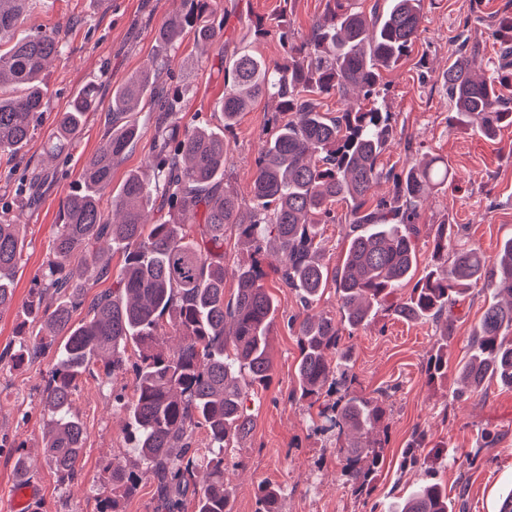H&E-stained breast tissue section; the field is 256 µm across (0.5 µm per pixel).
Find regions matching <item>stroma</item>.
Returning a JSON list of instances; mask_svg holds the SVG:
<instances>
[{"mask_svg":"<svg viewBox=\"0 0 512 512\" xmlns=\"http://www.w3.org/2000/svg\"><path fill=\"white\" fill-rule=\"evenodd\" d=\"M325 7L326 0H217L214 19L224 27L222 47L202 55L192 38H184L161 75L167 86L184 91L186 122L222 128L224 117L217 105L224 94L225 64L245 49L269 62L281 60L289 43L306 37ZM172 8L173 0H31L26 12L25 32L59 30L67 50L44 74L43 113L23 155L0 158V207L25 231L14 303L0 313V441L5 444L0 450V512H8L17 487L9 449L14 442L25 445L28 479L42 492L40 512H98L100 497L112 493L111 483L101 476L102 460L117 457L129 470H142L127 447L123 416L112 408L113 392L130 385L131 377L87 376L73 397L88 434L84 459L74 481L58 485L45 459L48 415L40 403L55 357L48 353L17 360L5 352L38 330L25 315V303L49 257L60 205L81 188L84 164L105 138L113 87L151 62L156 48L150 30ZM258 16L267 18L269 27L256 41L249 23ZM511 20L512 0H426L418 39L401 64L383 75V96L396 127L382 155L384 165H400L409 157H439L450 172L449 186L422 202L418 268L431 262L430 225H462L461 241L490 257L512 236V125L488 139L451 122L441 83L464 38L479 45L486 75L499 72L501 63L511 64L512 40L499 31L500 24ZM86 85L98 92L97 111L88 114L78 146L47 161L56 113ZM275 114L274 102L259 99L241 113L227 136L224 181L247 207L252 204L255 161L273 131ZM139 120L140 137L113 168V185L139 170L151 153L152 121L144 112ZM346 212V204L336 205L335 222L320 227L323 261L331 269L341 265L348 246ZM277 266L274 257L265 258L266 285L276 304L272 383L247 403L253 423L249 437L226 451L224 482L233 492L232 512H255L254 491L261 483L283 488V512H369L374 505L386 512L428 478L449 496L464 494L466 512H499L503 496L512 490V389L493 383L481 393H465L458 379L459 364L491 294L476 285L462 295L445 339L436 323L405 321L382 310L368 325L344 336L356 377L353 393L384 398L389 414L382 469L371 495L361 498L338 478L339 453L333 441L311 435L316 408L290 398L297 386L299 350L287 320L302 307L295 292L281 284ZM443 342L448 345V377L432 384L423 365ZM418 429L427 436L420 451L426 466L407 468L402 457ZM488 432L496 438L489 448L483 445ZM469 456L474 459L470 465L465 462Z\"/></svg>","mask_w":512,"mask_h":512,"instance_id":"stroma-1","label":"stroma"}]
</instances>
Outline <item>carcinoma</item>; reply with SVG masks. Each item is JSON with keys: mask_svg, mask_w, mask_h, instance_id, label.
<instances>
[{"mask_svg": "<svg viewBox=\"0 0 512 512\" xmlns=\"http://www.w3.org/2000/svg\"><path fill=\"white\" fill-rule=\"evenodd\" d=\"M177 6L153 30L158 53L151 67L129 76L112 91L105 147L84 166L83 187L62 205L61 224L51 257L35 277L28 313L48 330L19 342L13 357L55 355L42 394L50 416L46 448L59 485L72 481L81 463L86 429L73 412L82 377L114 378L133 368L132 392H117L112 406L127 416L128 447L145 465L139 473L118 458L102 462L112 480V498L99 512H120L122 499L143 478L156 484L158 508L187 512V493L196 471L209 481L193 502L194 512H231L224 486V450L245 440L252 420L245 400L272 376L270 355L272 296L267 292L260 255L272 248L284 286L295 291L302 313L289 324L298 339V399L318 405L315 434L336 436L343 484L360 496L370 494L381 471L387 406L378 397L350 392L354 376L342 347V330L370 322L384 305L406 321L435 320L443 333L452 324L456 298L478 283L512 294V236L495 258L457 245L459 228L434 224L433 259L421 277L415 239L419 204L426 189L448 184V165L411 160L397 169L380 159L392 135L391 114L380 99L383 72L395 69L417 40L425 0H387L369 12L354 0H326L324 15L281 62L268 63L243 53L224 67L220 110L224 130L181 123L178 94L159 96V76L168 53L190 33L207 48L223 39L215 23L214 0H175ZM29 0H0V155L16 158L31 140L44 104L42 72L64 53L57 31L23 38L15 33ZM482 59L466 41L443 74L453 117L486 138L512 125V108L501 104L497 81L478 76ZM354 89L363 99L348 97ZM339 95L346 108L332 116L321 98ZM260 98L276 102L288 119L266 142L256 162L253 204L242 206L224 186L229 144L224 132ZM154 114L152 175L131 173L112 192V168L140 135L138 107ZM98 108L95 88L78 91L57 113L49 149L58 152L79 140L87 114ZM392 183L388 196L368 204L373 185ZM348 211V246L341 268L323 262L318 224L335 221L334 207ZM160 214L147 224L146 210ZM254 247L247 266L224 265V235ZM110 240L125 253L112 273L97 244ZM24 238L8 212L0 211V311L15 296V276ZM236 291L224 299V279ZM112 280V288L86 300L87 282ZM416 280L410 293L388 301L394 289ZM336 285L341 319L309 313L328 281ZM47 297L55 299L43 304ZM85 310L76 322L74 312ZM512 301L491 303L471 341L472 353L459 367L473 393L494 378L512 388ZM137 357L128 364L127 347ZM430 378L448 371V346L427 362ZM426 435L416 431L404 464L421 465L418 449ZM283 492L263 484L256 512H282ZM392 512H453L448 491L427 481Z\"/></svg>", "mask_w": 512, "mask_h": 512, "instance_id": "carcinoma-1", "label": "carcinoma"}]
</instances>
